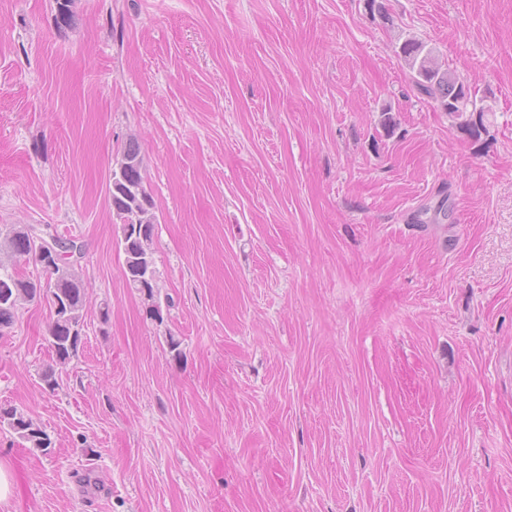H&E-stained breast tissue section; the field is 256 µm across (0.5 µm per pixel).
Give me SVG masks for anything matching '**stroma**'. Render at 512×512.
Instances as JSON below:
<instances>
[{
	"label": "stroma",
	"instance_id": "obj_1",
	"mask_svg": "<svg viewBox=\"0 0 512 512\" xmlns=\"http://www.w3.org/2000/svg\"><path fill=\"white\" fill-rule=\"evenodd\" d=\"M386 5L0 0V226L79 237L87 294L55 391L49 306L0 335V403L55 445L0 430V512H512V0ZM132 138L160 323L108 204ZM398 56L405 63L411 83L417 92L434 100L448 116L457 120L456 127L470 138L479 139L486 131L484 112L489 108L477 106L476 94L469 84L443 68L435 51L414 38L405 39L398 47ZM478 109V118L473 114Z\"/></svg>",
	"mask_w": 512,
	"mask_h": 512
}]
</instances>
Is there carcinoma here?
I'll return each mask as SVG.
<instances>
[{"label":"carcinoma","instance_id":"obj_1","mask_svg":"<svg viewBox=\"0 0 512 512\" xmlns=\"http://www.w3.org/2000/svg\"><path fill=\"white\" fill-rule=\"evenodd\" d=\"M398 56L405 63L411 83L417 92L434 100L441 110L457 120L456 127L469 137L478 139L486 131L484 113L489 108L477 104L476 94L469 84L449 72L439 63L435 51L414 38L404 40ZM478 118H473V114ZM143 158L138 142L125 144L115 159L108 187V202L120 220L119 244L125 255L127 285L151 301L147 313L150 319L163 322L161 306L154 302L156 269L154 259L155 202L146 190ZM4 245L7 266L0 260V332L13 325L20 306L25 302L45 301L52 319L47 326L45 341L52 364L41 374L44 388L53 392L58 387L56 368L64 367L75 358L82 344L84 311L87 297L81 277L82 265L71 264L65 270L42 265L47 280L19 275L12 264L20 260L38 261L31 228L12 224L0 245ZM0 429H7L30 448L45 455L52 453V441L33 419L15 407L0 405Z\"/></svg>","mask_w":512,"mask_h":512}]
</instances>
